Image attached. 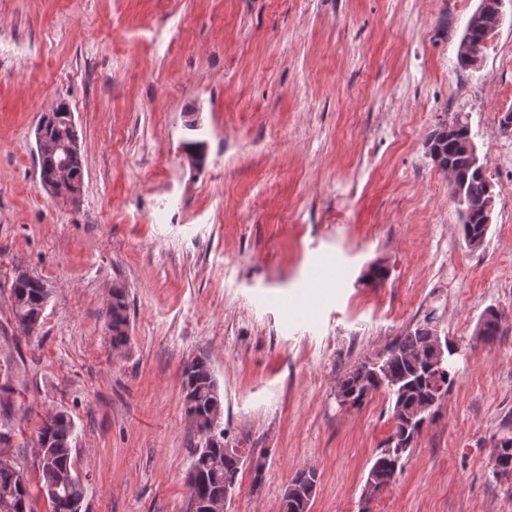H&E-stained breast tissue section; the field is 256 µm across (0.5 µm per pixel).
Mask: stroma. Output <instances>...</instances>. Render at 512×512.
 Here are the masks:
<instances>
[{
    "label": "stroma",
    "mask_w": 512,
    "mask_h": 512,
    "mask_svg": "<svg viewBox=\"0 0 512 512\" xmlns=\"http://www.w3.org/2000/svg\"><path fill=\"white\" fill-rule=\"evenodd\" d=\"M479 3L0 0V431L31 488L38 431L63 412L81 512H186L200 436L183 368L199 357L229 446L265 454L224 512H281L308 467L309 512H512L491 463L512 436V0L464 70ZM62 103L84 174L73 202L43 187L35 140ZM458 118L493 185L477 248L424 146ZM21 268L50 290L28 334L10 305ZM118 285L130 328L116 349ZM428 318L458 345L448 393L403 473L364 502L390 401L342 408L337 385ZM112 298L114 301L107 311V323L112 336V346L118 348L128 341L127 332L122 330V328L129 327L128 303L126 295L122 291Z\"/></svg>",
    "instance_id": "35a3bbf8"
}]
</instances>
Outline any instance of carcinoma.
<instances>
[{"instance_id":"cac0c4a2","label":"carcinoma","mask_w":512,"mask_h":512,"mask_svg":"<svg viewBox=\"0 0 512 512\" xmlns=\"http://www.w3.org/2000/svg\"><path fill=\"white\" fill-rule=\"evenodd\" d=\"M460 132H469L468 122L456 120L451 125H441L425 141V147L434 149L440 158L439 167L451 172L454 184L452 195L458 208L461 232L467 245L482 233L481 212L486 203L493 200L486 164H475L470 156L448 139V127ZM45 140L56 141L62 136H76L75 129L66 125V113L52 112L45 116L39 126ZM63 160L60 152L39 154L41 181L54 186ZM16 306L12 307L15 319L22 323L42 312L41 302L48 294L46 283L39 277L28 276L16 279L13 284ZM488 316L479 336L491 340L498 335L501 314L496 308H487ZM108 330L112 346L118 348L128 341L125 328L129 327L128 303L122 292L113 296L112 306L107 311ZM433 328L425 323L399 341L382 357L364 362L349 372L338 384V391L360 407L373 393L384 390L390 398L392 434L385 448L375 458L367 476L374 481L375 488L391 484L408 463L415 439L426 421L434 416L442 399L448 394L450 372L448 362L425 368L432 353ZM184 384L191 388L193 404L185 407V414L194 417L197 431L210 428L203 416L213 409L220 395L211 390L215 383L212 368L204 358H196L184 370ZM70 417L58 413L51 423H44L39 435H51L50 456H41V491L48 492L59 480L60 473L72 468L71 443L73 432L59 429ZM512 462V437L500 439L494 446L492 473ZM242 466V457L224 454L220 463H215L213 454L204 452L192 457L191 468L205 475V482L190 490V496L212 498L224 494V488H236ZM317 472L301 470L289 482L283 494L284 512H305L317 488ZM29 480L19 469L0 468V512H33Z\"/></svg>"}]
</instances>
